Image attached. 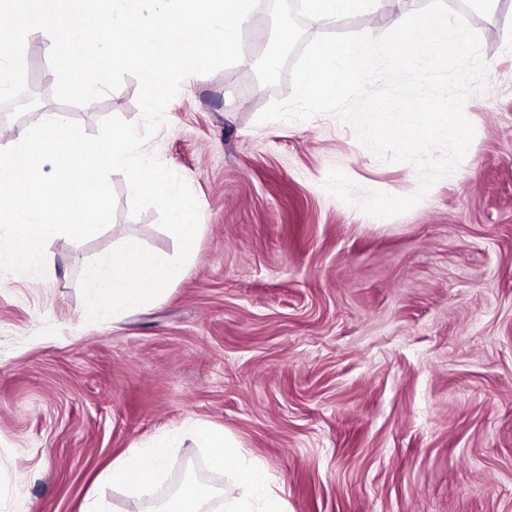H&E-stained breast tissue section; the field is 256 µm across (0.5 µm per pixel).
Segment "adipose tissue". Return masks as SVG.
Segmentation results:
<instances>
[{
  "label": "adipose tissue",
  "instance_id": "adipose-tissue-1",
  "mask_svg": "<svg viewBox=\"0 0 512 512\" xmlns=\"http://www.w3.org/2000/svg\"><path fill=\"white\" fill-rule=\"evenodd\" d=\"M388 43L391 66L429 75L446 69L450 58L470 48L471 36L447 13L436 12L420 19L400 9L389 16ZM183 436L198 447L209 449L213 468L230 474L233 486L216 490L186 483L160 505L159 512H206L208 503L217 497L223 499L225 512H285L282 499L267 488L264 467L248 458L224 430L198 422L186 428ZM178 438L162 432L146 444L130 448L113 460L104 473L105 479L124 488L133 501H140L152 492L163 473L169 450L176 447Z\"/></svg>",
  "mask_w": 512,
  "mask_h": 512
}]
</instances>
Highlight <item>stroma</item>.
<instances>
[{"instance_id": "obj_1", "label": "stroma", "mask_w": 512, "mask_h": 512, "mask_svg": "<svg viewBox=\"0 0 512 512\" xmlns=\"http://www.w3.org/2000/svg\"><path fill=\"white\" fill-rule=\"evenodd\" d=\"M446 2L480 37L487 85L463 106L466 155L408 212L357 208L370 190L412 194L419 178L339 114L258 122L292 93L289 78L266 87L255 74L272 28L262 2L242 25V61L185 78L146 142L198 204L184 277L88 321L83 270L122 236L178 251L155 209L131 215L119 173L113 227L50 241L45 276L0 275V512L93 500L126 512L127 492L101 473L190 420L261 462L288 512H512V0L492 12ZM390 9L305 33L377 37ZM50 44L24 50L41 111L89 135L108 116L143 125L131 76L85 105L55 100ZM333 168L353 203L326 191ZM188 481L232 483L186 440L143 512Z\"/></svg>"}]
</instances>
